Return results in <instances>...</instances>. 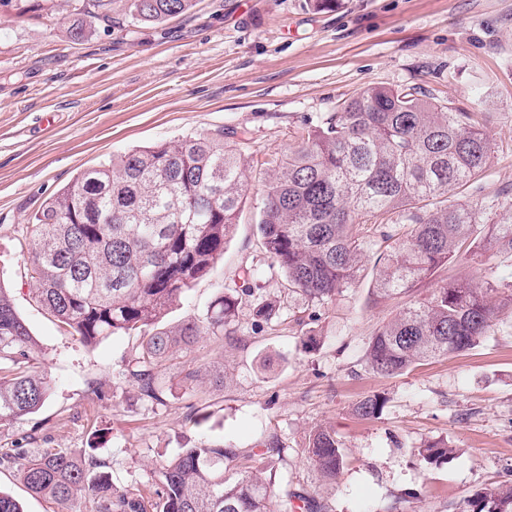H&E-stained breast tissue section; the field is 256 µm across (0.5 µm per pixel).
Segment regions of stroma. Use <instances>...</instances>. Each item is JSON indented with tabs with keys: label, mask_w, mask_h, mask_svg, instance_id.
Returning a JSON list of instances; mask_svg holds the SVG:
<instances>
[{
	"label": "stroma",
	"mask_w": 512,
	"mask_h": 512,
	"mask_svg": "<svg viewBox=\"0 0 512 512\" xmlns=\"http://www.w3.org/2000/svg\"><path fill=\"white\" fill-rule=\"evenodd\" d=\"M76 0H0V286L33 337L51 381L39 411L0 427V446L35 432L38 447L78 454L96 447L114 484L154 491L161 461L185 440L248 450L270 436L286 448L275 494L306 488L332 512H462L477 491L512 480V309L486 339L393 377L370 372L365 351L403 299H376L369 274L385 252L379 225L366 237L368 271L328 306L308 305L270 273L256 219L260 173L288 153L292 134L322 124L369 85L414 88L481 113L494 148L484 178L449 203L512 215V0H195L160 24L127 21L128 0H112V22L88 20L68 38ZM226 127L248 131L243 148L250 191L223 258L163 322L201 314L219 288H252L281 304L277 325L255 329L238 310L234 341L202 337L192 354L205 384L188 389L179 366L164 402L141 399L118 375L138 351L132 336L82 346L34 299L24 277L28 222L41 203L86 168L139 146ZM512 291V257L480 248L441 267L448 276ZM320 343L304 352L307 332ZM378 394L379 418L354 406ZM198 408L201 424L190 421ZM332 427L345 453L335 482L322 480L308 436ZM446 440L454 453L429 465L417 447Z\"/></svg>",
	"instance_id": "stroma-1"
}]
</instances>
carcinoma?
I'll use <instances>...</instances> for the list:
<instances>
[{
	"instance_id": "obj_1",
	"label": "carcinoma",
	"mask_w": 512,
	"mask_h": 512,
	"mask_svg": "<svg viewBox=\"0 0 512 512\" xmlns=\"http://www.w3.org/2000/svg\"><path fill=\"white\" fill-rule=\"evenodd\" d=\"M194 0H130L134 24H160L186 14ZM112 0H87L80 14L112 22ZM294 146L262 188L258 230L269 260L288 287L327 305L357 283V228L407 224L410 231L377 258L380 297L410 294L477 239L483 208L450 204L448 193L484 177L493 146L473 113L418 95L413 88L371 85L339 104L324 125L294 132ZM247 132L225 128L133 149L82 171L31 216L34 235L24 264L39 303L85 347L111 336L140 337V353L125 380L141 398L161 402L170 361L185 357L209 334L236 333L240 306L252 289L220 292L206 313L174 329L159 327L168 308L224 256L248 191L242 145ZM482 247L512 256V223L487 225ZM456 277L409 300L380 326L365 360L391 377L423 361L478 346L512 293ZM258 329L279 319L267 299L253 303ZM49 382L34 341L9 289L0 287V426L35 413ZM385 398L354 407L364 419L382 414ZM439 440L418 450L427 464L448 460ZM285 448L261 443L260 468L225 476L244 456L238 448L202 443L183 448L158 469L155 496L119 490L94 448L75 456L57 448H0V467L15 468L34 494L91 512H273L275 473ZM308 453L333 481L344 467L336 432L316 429ZM249 454V457L256 456ZM281 512H330L301 489L280 501ZM462 512H512V482L484 488Z\"/></svg>"
}]
</instances>
